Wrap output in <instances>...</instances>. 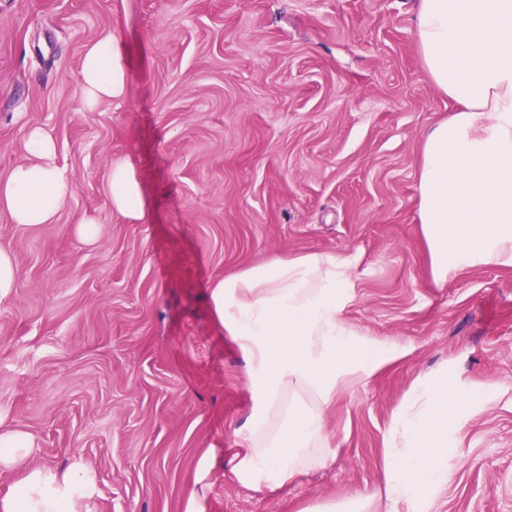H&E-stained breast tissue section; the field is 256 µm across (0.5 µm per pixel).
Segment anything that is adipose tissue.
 <instances>
[{
	"label": "adipose tissue",
	"instance_id": "1",
	"mask_svg": "<svg viewBox=\"0 0 512 512\" xmlns=\"http://www.w3.org/2000/svg\"><path fill=\"white\" fill-rule=\"evenodd\" d=\"M415 36L425 70L448 97V116L424 135L417 174L418 218L436 284L465 268L512 267V0H417ZM85 111L123 99L126 58L112 32L88 45L80 65ZM27 162L0 178V216L33 230L55 223L72 186L41 126L25 138ZM112 212L147 219L135 165H112ZM355 256L308 252L251 266L211 283L214 314L252 370L251 415L232 472L274 491L335 457L325 416L337 396L395 362L387 340L348 323ZM478 397L453 370L417 379L384 448L383 512H425L448 482V434ZM33 438L0 429V472L21 478L0 512H91L95 475L77 463L59 472L29 464Z\"/></svg>",
	"mask_w": 512,
	"mask_h": 512
}]
</instances>
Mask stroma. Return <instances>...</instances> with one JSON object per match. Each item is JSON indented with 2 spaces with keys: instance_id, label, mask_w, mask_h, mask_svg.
<instances>
[{
  "instance_id": "obj_1",
  "label": "stroma",
  "mask_w": 512,
  "mask_h": 512,
  "mask_svg": "<svg viewBox=\"0 0 512 512\" xmlns=\"http://www.w3.org/2000/svg\"><path fill=\"white\" fill-rule=\"evenodd\" d=\"M416 0H0V177L52 136L72 185L55 223L0 217L17 282L0 301V412L31 464L96 476L93 512H302L381 496L383 448L415 380L475 393L427 512H512V268L435 285L418 220L422 136L451 108L424 69ZM128 60L125 98L79 105L87 45ZM131 160L150 214L112 212ZM101 220L97 243L75 227ZM358 258L345 316L401 349L327 416L333 461L275 493L231 472L249 367L208 285L273 257Z\"/></svg>"
}]
</instances>
